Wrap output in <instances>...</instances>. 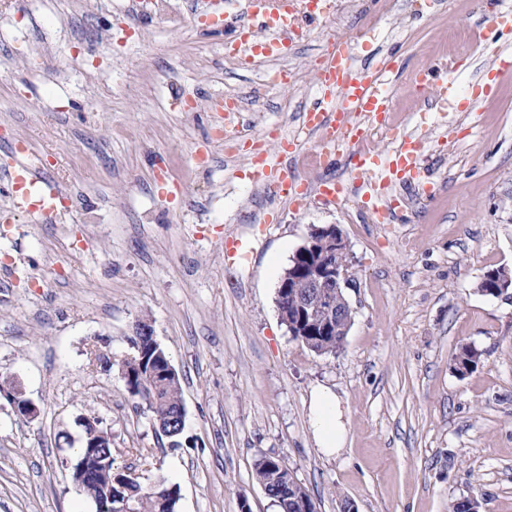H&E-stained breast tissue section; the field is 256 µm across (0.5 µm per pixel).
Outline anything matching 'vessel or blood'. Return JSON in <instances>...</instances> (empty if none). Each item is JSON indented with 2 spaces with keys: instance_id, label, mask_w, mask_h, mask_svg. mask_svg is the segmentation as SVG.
<instances>
[{
  "instance_id": "obj_1",
  "label": "vessel or blood",
  "mask_w": 512,
  "mask_h": 512,
  "mask_svg": "<svg viewBox=\"0 0 512 512\" xmlns=\"http://www.w3.org/2000/svg\"><path fill=\"white\" fill-rule=\"evenodd\" d=\"M248 12L261 23L287 27L288 0H246ZM389 64L360 68L350 42L331 41L316 77L319 97L306 108L300 119L299 132L287 139L279 150L278 158H265L254 171L257 182L277 198L297 203L308 194L307 185L288 166L289 158L300 154L307 136H317V153L322 158H336L348 154L357 174L372 175L383 172L390 178L406 180L420 172L421 147L410 137H401L391 158L363 154L355 145L360 136L359 118L384 122L390 110L391 96L383 75ZM8 178L22 207L39 218L54 219L60 207L59 192L43 189L39 196H32L37 168L21 165L10 172Z\"/></svg>"
}]
</instances>
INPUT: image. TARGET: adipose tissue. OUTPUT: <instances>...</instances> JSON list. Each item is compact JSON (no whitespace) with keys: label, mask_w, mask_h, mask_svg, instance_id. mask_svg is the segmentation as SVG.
<instances>
[{"label":"adipose tissue","mask_w":512,"mask_h":512,"mask_svg":"<svg viewBox=\"0 0 512 512\" xmlns=\"http://www.w3.org/2000/svg\"><path fill=\"white\" fill-rule=\"evenodd\" d=\"M311 428L318 447L329 457L338 455L348 441L346 410L332 388L312 390L309 402Z\"/></svg>","instance_id":"1"}]
</instances>
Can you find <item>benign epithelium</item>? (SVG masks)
Listing matches in <instances>:
<instances>
[{"instance_id": "7a95c632", "label": "benign epithelium", "mask_w": 512, "mask_h": 512, "mask_svg": "<svg viewBox=\"0 0 512 512\" xmlns=\"http://www.w3.org/2000/svg\"><path fill=\"white\" fill-rule=\"evenodd\" d=\"M317 251L332 255V259L321 260L308 271L297 269L290 273H284L277 288V309L280 320L287 327L289 334H294V331L300 328L306 313L309 312L318 317L323 333L338 336L337 345L340 346L349 331L343 316L352 311V307L346 301L340 308L322 309L318 306V299L327 288H350L353 286L351 254L341 231L333 225L311 228L303 244L296 250V254ZM511 288V270L503 268L500 273L493 276L492 289L497 297L511 299L512 293L509 292ZM290 293L297 295L300 299V304L292 315L288 313V294ZM0 393L9 398L16 415L27 419L37 415L36 406L25 398L15 386L6 388L1 385ZM103 440L112 441V433L105 434L94 427L85 430L81 442L85 448H97Z\"/></svg>"}]
</instances>
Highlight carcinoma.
Masks as SVG:
<instances>
[{"label":"carcinoma","instance_id":"obj_1","mask_svg":"<svg viewBox=\"0 0 512 512\" xmlns=\"http://www.w3.org/2000/svg\"><path fill=\"white\" fill-rule=\"evenodd\" d=\"M294 340L306 346L317 356L336 352V337L324 336L319 332L315 321H309L305 332ZM134 353L120 363L121 380L126 390L135 398H141L146 409L164 423L179 425V410L183 407L182 389L177 376H158L149 379L148 371L160 367L168 361L165 350L151 336L133 332L131 338ZM481 352L473 346H465L453 358V370L465 376L479 363ZM93 462L98 464L103 474L87 481L80 490L90 501L112 503V512H121L122 505L135 509V512H176L180 500L178 486L163 479L150 487H143L125 473L114 468L112 449H96ZM255 478L261 485L272 489L271 499L279 508L288 512H315V504L307 490L295 479L288 466L279 458L264 455L254 464ZM279 481L272 482L273 477Z\"/></svg>","mask_w":512,"mask_h":512}]
</instances>
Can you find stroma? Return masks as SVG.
Masks as SVG:
<instances>
[{"label": "stroma", "mask_w": 512, "mask_h": 512, "mask_svg": "<svg viewBox=\"0 0 512 512\" xmlns=\"http://www.w3.org/2000/svg\"><path fill=\"white\" fill-rule=\"evenodd\" d=\"M244 7L167 0L161 19L109 0H0V169L29 146L65 196L64 215L34 222L0 178V381L38 409L23 419L0 397V512H95L70 472L86 417L111 432L115 467L179 485V512H280L254 478L262 455L288 464L317 512H448L468 495L512 512V300L478 290L487 270H512V75L495 61L512 33L482 38L489 0H350L343 22L307 24L299 80L267 88L270 111L228 123L208 102L259 80L222 60ZM360 24L379 37L356 44L357 63H394L391 117L421 138L436 190L394 186L389 224L357 222L372 202L348 158L291 162L310 190L348 183L338 205L274 202L251 176L315 100L330 40ZM443 57L454 83L418 97L413 75ZM328 224L353 255L354 313L343 346L318 356L281 323L276 291ZM231 238L251 247L233 266ZM142 318L180 378L174 443L119 378ZM465 345L482 356L461 377ZM319 385L347 408L336 457L309 421Z\"/></svg>", "instance_id": "1"}]
</instances>
